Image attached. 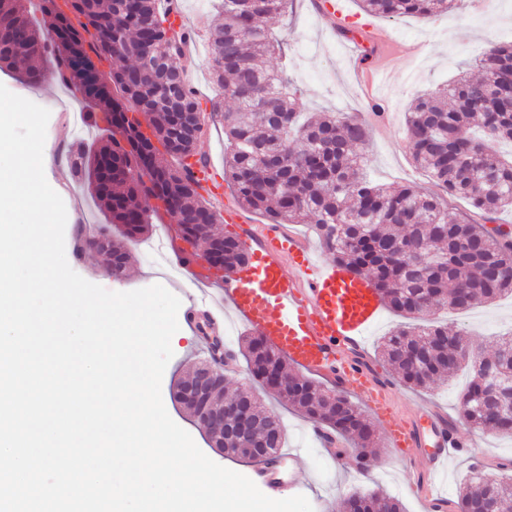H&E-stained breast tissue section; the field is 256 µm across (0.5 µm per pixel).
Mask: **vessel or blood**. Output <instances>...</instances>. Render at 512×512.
I'll return each mask as SVG.
<instances>
[{
	"label": "vessel or blood",
	"instance_id": "vessel-or-blood-1",
	"mask_svg": "<svg viewBox=\"0 0 512 512\" xmlns=\"http://www.w3.org/2000/svg\"><path fill=\"white\" fill-rule=\"evenodd\" d=\"M322 17L352 29V52L367 46L368 24L349 15L345 0H321ZM202 189L224 204V219L238 225L249 262L224 278V300L232 312L267 345L308 374L331 376L369 397L382 422L391 452L411 470L436 478L450 457L468 444L456 425L427 409L406 418L394 409L383 381L360 356L366 332L380 320L383 304L371 282L335 263L319 261L309 241L283 225H248L240 212L226 206L224 182L212 164L194 165ZM298 449H279L262 475L269 488L281 491L303 478ZM287 472H280V463Z\"/></svg>",
	"mask_w": 512,
	"mask_h": 512
}]
</instances>
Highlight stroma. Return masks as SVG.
<instances>
[{"label":"stroma","instance_id":"1","mask_svg":"<svg viewBox=\"0 0 512 512\" xmlns=\"http://www.w3.org/2000/svg\"><path fill=\"white\" fill-rule=\"evenodd\" d=\"M180 3L196 38L198 54L189 81L199 96L214 97L219 89L211 78L208 33L218 0H180ZM316 3L317 0H295L291 12L275 24L274 33L284 42L285 53L283 57L271 58L270 66L287 71L308 111L332 112L346 120L368 123L370 136L362 154L370 178L388 186L410 184L440 194V187L412 164L404 135L406 108L417 92L445 83L458 68L468 67L489 42L512 41V0H495L493 8L483 13L474 12L469 0H463L460 8L425 21L415 17H370L372 37L387 33L394 39L376 63L349 55L344 39L321 24ZM376 66L385 69L390 78L389 84L377 92L369 88V77ZM0 83L14 94L51 107L44 171L48 183L66 206L65 253L70 267L87 281L114 292L160 284L176 295H184L181 276L166 273L147 257L142 240L129 243L132 261L118 278L113 277L108 263L97 259L95 252L81 250L83 223L98 225L104 221L64 158L73 144H90L101 135L89 119L86 104L54 81L30 87L0 71ZM435 318L459 331L471 348L488 354L493 350L495 336L512 331V296L465 312L442 308L437 310ZM404 322V317L383 309L380 322L368 333L365 344L368 363L391 386L392 403L400 415L412 416L423 405L431 404L450 419L459 421L458 396L469 379L467 373H458L449 381H436L427 389H412L392 377L381 363L377 351L380 338ZM171 346L174 356L166 367L161 386L169 416L214 462L260 482V473L251 460L216 453L196 418L173 397L177 382L210 360L201 337L183 326L173 336ZM224 381L227 393L251 389L280 418L287 447L303 453L300 466L306 473V484L300 493L308 498L314 512H340L341 502L349 493L369 490L397 497L406 512H423L420 491L413 489L406 466L388 448L379 447L375 454L369 455L365 466L341 464L320 446L310 421L252 379L244 360H237L234 369L225 370ZM461 430L473 446L468 454L451 459L446 472L437 479L445 498L443 512H458L459 487L472 467L481 464L486 471L494 473L499 462L512 461V438L489 436L466 424H462Z\"/></svg>","mask_w":512,"mask_h":512}]
</instances>
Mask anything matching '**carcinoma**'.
I'll return each mask as SVG.
<instances>
[{
    "label": "carcinoma",
    "instance_id": "1",
    "mask_svg": "<svg viewBox=\"0 0 512 512\" xmlns=\"http://www.w3.org/2000/svg\"><path fill=\"white\" fill-rule=\"evenodd\" d=\"M40 0L41 19L25 0H0V70L38 84L56 79L89 107L90 119L106 137L95 150L69 153L108 224L88 237L85 248L112 255V274L123 273L129 253L112 238L121 224L132 238L148 230L152 217L176 215L178 236L192 248L224 242V273L243 266L247 253L239 239L221 229L223 218L202 200L190 165L176 143V112L207 111L220 118L228 140L224 180L239 205L275 224H311L337 264L368 277L382 302L395 312L422 317L437 307L466 310L512 295V234L487 227L512 209V160L490 147L512 141V43L493 44L475 67L463 70L447 87L416 96L405 116V132L417 168L448 194L472 203L483 223L463 219L438 196L413 185L384 187L368 180L354 148L366 144L367 126L334 114L303 111L288 77L267 70L263 59L282 52L272 26L288 0H224L210 30L212 69L220 93L209 109L181 71L160 62L182 54L187 35L169 44L168 19L160 0ZM368 15L422 19L458 7L461 0H359ZM112 60L108 81L98 62ZM234 105L224 108V99ZM464 350L462 335L446 325L397 326L382 338L379 353L393 374L409 387L425 388L453 378L467 361L448 346ZM274 349L245 339L244 356L259 376ZM277 369L288 374V393L272 389L308 419L350 440L357 448H376L371 421L339 392L293 375L275 353ZM238 399L254 400L262 425L281 430L279 421L249 389ZM466 424H490L512 433V414L486 418L473 403ZM227 455H238L235 437L212 433ZM493 499L498 512H512V478L494 485L474 469L459 493V509L479 512ZM353 512H404L402 503L380 492L346 497Z\"/></svg>",
    "mask_w": 512,
    "mask_h": 512
}]
</instances>
